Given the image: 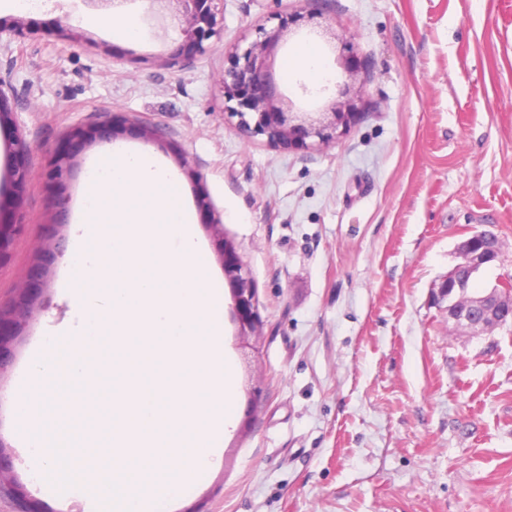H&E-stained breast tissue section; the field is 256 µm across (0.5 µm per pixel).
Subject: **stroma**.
<instances>
[{
	"mask_svg": "<svg viewBox=\"0 0 512 512\" xmlns=\"http://www.w3.org/2000/svg\"><path fill=\"white\" fill-rule=\"evenodd\" d=\"M300 0H224L206 50L177 54L180 32L132 0L141 35L98 24L84 0H49L0 24V222L27 226L0 264V309L29 288L32 312L0 378V440L12 480L41 512H93L90 501L39 482L16 441L8 392L29 350L69 309L61 294L73 251L47 182L66 157L62 190L107 144L161 155L196 208L198 236L220 217L254 279L263 339L242 349L232 321L235 401L247 431L224 439L207 483L184 486L156 512H512V320L468 334L448 319L439 287L456 246L477 231L501 240L476 290L512 277V20L499 0H324L352 41L366 96L336 143L284 150L245 132L224 110L222 77L236 48L297 14ZM76 38L53 35L55 24ZM342 81L337 54L308 29L276 57L295 108L324 104L319 82L292 57L298 45ZM112 122L110 142L92 138ZM155 137L139 136L142 128ZM30 151L18 155L17 139ZM25 164L29 178L12 175ZM55 258L41 264V249Z\"/></svg>",
	"mask_w": 512,
	"mask_h": 512,
	"instance_id": "1",
	"label": "stroma"
}]
</instances>
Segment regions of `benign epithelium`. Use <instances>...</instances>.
I'll list each match as a JSON object with an SVG mask.
<instances>
[{
  "instance_id": "1",
  "label": "benign epithelium",
  "mask_w": 512,
  "mask_h": 512,
  "mask_svg": "<svg viewBox=\"0 0 512 512\" xmlns=\"http://www.w3.org/2000/svg\"><path fill=\"white\" fill-rule=\"evenodd\" d=\"M129 0H85L95 9L108 13H120ZM180 26L184 42L181 53L195 55L205 52L204 41L217 34V27L224 22V0H162ZM316 14L298 15L252 42L240 53H234L232 64L224 71L222 88L224 109L239 117L248 130L266 136L269 143L292 149L307 144L328 145L343 137L358 117L359 103L363 99L364 84L359 81L360 63L353 53L341 55L339 65L345 79L337 92L325 105L322 112H298L280 92L274 77V58L281 42L291 26ZM221 220L213 218L209 228L215 236L217 253L224 263V274L228 280L232 300V320L238 335L260 337L262 321L258 312L257 289L242 259L235 240L219 230ZM23 222L0 223V263L10 255V248L25 232ZM486 232L473 233L457 245L459 262L448 271L441 284V291L448 296V319L473 334L492 330L497 326V308L512 307V287L501 282L481 297L472 301V306L482 310L476 319L470 308L456 305V296L469 290L471 282L484 268L492 265L490 257L499 256L500 247L489 249ZM27 287L20 289L19 305L8 311L0 310V376L6 364L5 356L10 352L14 329L22 326L30 313L26 303ZM12 469L10 453L0 441V488L11 495L23 498L25 494L6 480L5 473Z\"/></svg>"
}]
</instances>
